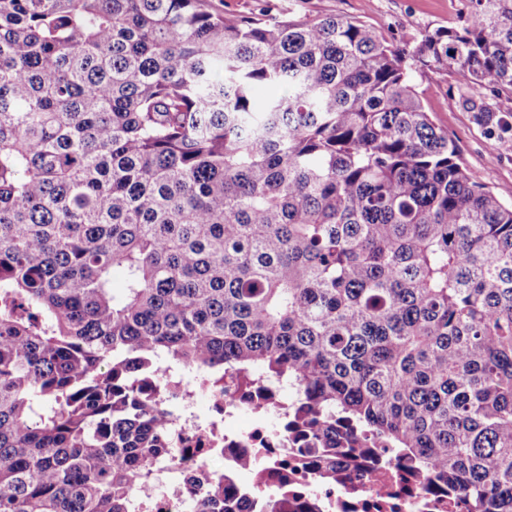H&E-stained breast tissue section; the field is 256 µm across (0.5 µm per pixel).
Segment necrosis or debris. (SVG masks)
Masks as SVG:
<instances>
[{
  "label": "necrosis or debris",
  "instance_id": "obj_1",
  "mask_svg": "<svg viewBox=\"0 0 512 512\" xmlns=\"http://www.w3.org/2000/svg\"><path fill=\"white\" fill-rule=\"evenodd\" d=\"M158 397L177 455L161 463L159 482L149 488L152 512H190L209 477L233 512H256L267 487L278 491L277 512H461L459 499L415 482L393 460L355 452L329 478L316 458L282 453L258 418L228 429L242 411L257 417L277 398L271 387L244 389L239 374L209 381L190 369L168 371Z\"/></svg>",
  "mask_w": 512,
  "mask_h": 512
}]
</instances>
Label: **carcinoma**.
<instances>
[{
    "instance_id": "cac0c4a2",
    "label": "carcinoma",
    "mask_w": 512,
    "mask_h": 512,
    "mask_svg": "<svg viewBox=\"0 0 512 512\" xmlns=\"http://www.w3.org/2000/svg\"><path fill=\"white\" fill-rule=\"evenodd\" d=\"M469 3L394 46L211 0H0V512H146L164 365L294 383L327 467L339 415L512 512V202L414 84L512 94V0Z\"/></svg>"
}]
</instances>
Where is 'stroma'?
<instances>
[{"mask_svg":"<svg viewBox=\"0 0 512 512\" xmlns=\"http://www.w3.org/2000/svg\"><path fill=\"white\" fill-rule=\"evenodd\" d=\"M224 12L243 17L287 13L297 17L332 15L365 21L387 40L399 42L425 28L461 25L467 0H224ZM416 89L436 127L447 132L457 158L473 179L504 201H512V132L480 122L485 105L497 116L512 117V95L489 90L474 94L451 71L427 70L415 77Z\"/></svg>","mask_w":512,"mask_h":512,"instance_id":"1","label":"stroma"}]
</instances>
